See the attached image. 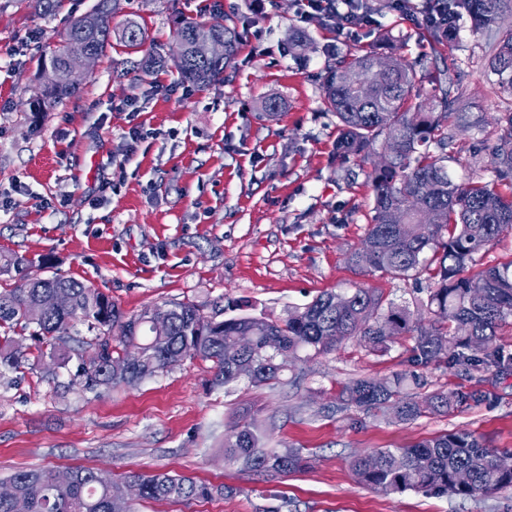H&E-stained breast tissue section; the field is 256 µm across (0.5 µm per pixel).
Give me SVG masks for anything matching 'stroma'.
<instances>
[{
	"instance_id": "35a3bbf8",
	"label": "stroma",
	"mask_w": 512,
	"mask_h": 512,
	"mask_svg": "<svg viewBox=\"0 0 512 512\" xmlns=\"http://www.w3.org/2000/svg\"><path fill=\"white\" fill-rule=\"evenodd\" d=\"M95 0H63L53 14L30 0H0V252L52 256L58 272L112 297L128 313L154 305L243 303L248 314L285 318L324 292L370 288L385 301L415 306L428 280L369 273L348 263L372 216L368 175L379 154L337 165V119L324 100L330 66L376 48L424 71L444 61L467 103L455 119L448 171L466 183L469 159L488 160L497 119L512 95L485 78L486 36L461 21L453 42L432 47L422 0L408 12L373 13L397 42L371 45L334 25L296 20V0H121L113 20H133L149 41L169 42L184 17L234 21L241 49L223 81L198 88L174 67L153 83L121 73L128 55L109 50L77 95L32 117L40 60L67 19ZM309 45L289 50L296 33ZM282 100L264 111L266 99ZM144 137L127 151L128 132ZM111 181L96 202L102 181ZM408 338L372 353L349 338L329 353L296 363L282 380L256 388L247 380L215 389L208 362L184 359L171 371L109 391L84 387L75 368L48 378L37 370L0 377V479L15 471L94 467L120 476L170 472L235 487L216 501H136L135 512H512V490L462 500L407 491L382 495L357 483L359 454L405 448L463 431L490 449L512 453V372L468 378L445 364L424 369L428 390L481 391L448 414L408 424L340 407L342 387L365 376L405 370ZM269 426L273 448L301 449L300 472L270 482L224 458V437L240 420Z\"/></svg>"
}]
</instances>
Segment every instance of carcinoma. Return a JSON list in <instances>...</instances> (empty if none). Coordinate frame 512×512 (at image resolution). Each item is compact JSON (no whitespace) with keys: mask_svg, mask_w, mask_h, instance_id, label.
<instances>
[{"mask_svg":"<svg viewBox=\"0 0 512 512\" xmlns=\"http://www.w3.org/2000/svg\"><path fill=\"white\" fill-rule=\"evenodd\" d=\"M504 0H448V22L427 26L434 43L451 40L457 23L466 17L475 27L493 33ZM185 32L181 45L188 54L180 71L183 81L207 86L223 79L238 56L242 37L236 24H224V61L207 63L189 55L187 43L206 24L192 18L180 21ZM65 35L82 37L104 55L112 40L136 52L146 42L145 29L126 22L121 30L71 27ZM490 74L500 89L512 94V34L490 43ZM168 49L156 45L136 64L144 81L165 65ZM61 69L70 66L62 41L44 55ZM425 75L397 55L374 50L341 60L329 69L324 96L336 114V159L367 157L378 140L394 153L369 175L374 197L373 216L365 246L352 252L351 265L400 279L428 274L433 287L415 309L384 302L365 288L328 292L277 322L265 317L239 315L224 318L226 307L212 311L193 303L146 308L130 316L112 298L93 286L57 272L30 277L26 269L37 262L49 268L51 260L36 261L23 255H0V275L18 279L0 289V368L37 369L50 360V375L77 359L76 375L89 390L134 385L173 369L185 358L212 363V385L225 387L242 377L255 386L279 379L285 370L277 358L299 360L326 354L343 340L357 336L370 352H386L402 336L411 340L409 368L389 377H363L352 381L340 402L366 413L380 412L400 423H411L427 413L451 412L470 395L451 391L426 392L418 369L444 363L465 376L512 369V353L496 344L498 331L512 325V259L476 269V256L505 231L512 230V192L505 195L496 183L512 180V112L498 119L501 134L491 149L493 179L477 176L455 183L448 163L458 158L447 152L453 141L448 119L466 107L460 96L445 92L424 100L416 89ZM79 91L61 85L44 89L29 111L38 115ZM57 290L71 299L61 311L45 312L34 320L30 307L41 296ZM166 315V325L154 327V317ZM83 326L92 336L76 340L71 331ZM32 329L41 347L32 352L10 333ZM237 336L251 337V345L229 359L225 344ZM267 434L252 421L236 424L224 437V458L263 478L284 477L300 471L304 458L298 448L265 447ZM500 452L485 447L468 432L444 433L407 448L385 449L357 456L351 468L357 480L377 493L405 491L460 499L489 497L512 489V469L498 464ZM469 480L460 483L457 475ZM140 486L139 499L194 501L224 498L237 489L224 484L198 482L167 472H129L121 478L99 468L20 470L0 496V512H134L126 498V485Z\"/></svg>","mask_w":512,"mask_h":512,"instance_id":"cac0c4a2","label":"carcinoma"}]
</instances>
